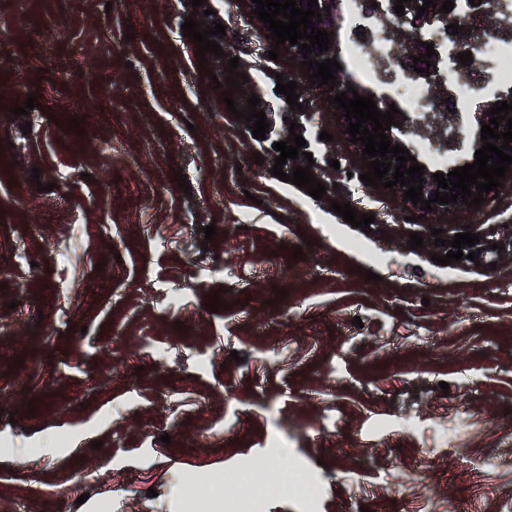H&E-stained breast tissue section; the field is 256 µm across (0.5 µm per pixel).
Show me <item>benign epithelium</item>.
<instances>
[{
	"instance_id": "1",
	"label": "benign epithelium",
	"mask_w": 512,
	"mask_h": 512,
	"mask_svg": "<svg viewBox=\"0 0 512 512\" xmlns=\"http://www.w3.org/2000/svg\"><path fill=\"white\" fill-rule=\"evenodd\" d=\"M436 7L428 8L421 18H416V7L423 5V0H410V2L404 4L405 11L402 16H394L393 21L389 23V38L398 44L401 50L407 57L420 56L426 53V47L415 42V39L419 38L417 27L422 22L428 19H442L454 23L458 21V18L450 13H440L438 8L442 6L444 0H434ZM319 12L322 14V21L315 23V27L321 28L330 33L329 39L333 42V45L329 46V50L324 53H319L318 48H313L311 58L318 61H323L327 58L340 57L339 41H338V30L340 28V21L342 20V0H318ZM330 6V9H325V6ZM336 80L339 81V85L334 87V90L328 92V95L333 97L340 92L346 93L348 98H353V93L348 91V88L353 87L358 94L361 96L374 95L373 101L376 102L378 110L385 112L389 108V104L393 103V100L385 94L375 95L373 91L362 87L354 82H348L342 77V73H335ZM493 107V103H485L479 106L478 113L475 118V125L472 127V134L469 136L468 148L464 156L460 159H453L448 162V167L440 169L435 168L429 164L428 160L422 158V156L411 146L410 141L407 139L409 135H416L421 122L411 119L407 113L402 112L395 115V120L402 123V126L390 127L388 136H390L391 144H398L409 150L410 155L414 156L417 160V164L424 167L425 180L422 182L423 185V199L428 200L433 197L434 190L438 189L432 174L443 173L448 175L449 172L454 170L456 167H462L466 164H471L475 161V151L482 147L483 142L481 141V127L482 124L489 123L491 115L488 114L490 108Z\"/></svg>"
}]
</instances>
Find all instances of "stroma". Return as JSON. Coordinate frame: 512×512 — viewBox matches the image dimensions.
I'll list each match as a JSON object with an SVG mask.
<instances>
[{"instance_id": "stroma-1", "label": "stroma", "mask_w": 512, "mask_h": 512, "mask_svg": "<svg viewBox=\"0 0 512 512\" xmlns=\"http://www.w3.org/2000/svg\"><path fill=\"white\" fill-rule=\"evenodd\" d=\"M205 6L226 35L202 65L189 0H0V512H183L200 477L284 452L313 499L231 484L221 512H512V181L411 221L251 0ZM233 57L264 138L214 87ZM294 121L284 171L318 200L271 173ZM468 225L477 260L432 261V229Z\"/></svg>"}]
</instances>
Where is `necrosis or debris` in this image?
Instances as JSON below:
<instances>
[{"mask_svg":"<svg viewBox=\"0 0 512 512\" xmlns=\"http://www.w3.org/2000/svg\"><path fill=\"white\" fill-rule=\"evenodd\" d=\"M391 0H344L349 23L345 44L351 50L348 66L363 83L386 86L397 106L410 116L452 122L459 138L470 129L467 114L475 98L492 100L499 91L512 88V42L494 38L491 25L512 24V0H455L456 9L474 34L471 46H464L442 25L426 27L424 37L439 57V77L446 88V102L428 99L426 79L415 72L409 60L385 33ZM472 49L477 65L458 61L464 49Z\"/></svg>","mask_w":512,"mask_h":512,"instance_id":"1","label":"necrosis or debris"}]
</instances>
